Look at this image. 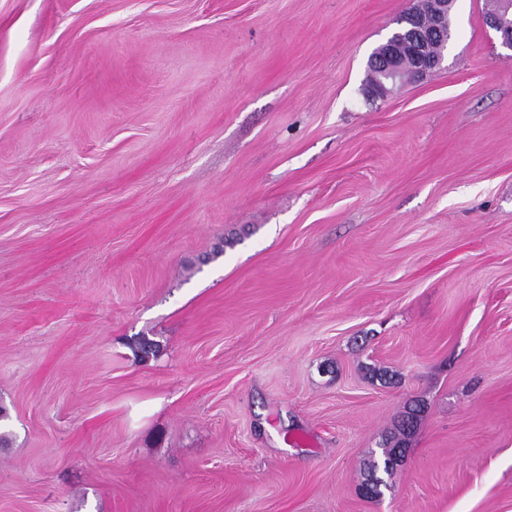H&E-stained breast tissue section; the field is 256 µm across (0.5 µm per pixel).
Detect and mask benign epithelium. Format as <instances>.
I'll use <instances>...</instances> for the list:
<instances>
[{
	"label": "benign epithelium",
	"instance_id": "benign-epithelium-1",
	"mask_svg": "<svg viewBox=\"0 0 512 512\" xmlns=\"http://www.w3.org/2000/svg\"><path fill=\"white\" fill-rule=\"evenodd\" d=\"M455 0H416L408 11L412 21L411 36L406 41L386 42L378 56V65L385 79L397 81L419 78L437 68L445 54L424 53V46L433 39H445L448 14ZM486 25L499 34L503 47L512 51V0H500L498 11L489 14Z\"/></svg>",
	"mask_w": 512,
	"mask_h": 512
}]
</instances>
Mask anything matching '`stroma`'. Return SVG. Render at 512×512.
<instances>
[{"label":"stroma","instance_id":"35a3bbf8","mask_svg":"<svg viewBox=\"0 0 512 512\" xmlns=\"http://www.w3.org/2000/svg\"><path fill=\"white\" fill-rule=\"evenodd\" d=\"M490 4L373 97L412 0H0V512H512ZM421 413L422 409L420 407L407 411L397 426V434L394 436L393 445H384L383 460L380 463L376 460L369 463L365 486L371 485L376 489L374 494L370 496L371 499L380 498L383 495L382 488L389 487L382 474L391 476L395 467L404 458L406 440L414 433Z\"/></svg>","mask_w":512,"mask_h":512}]
</instances>
